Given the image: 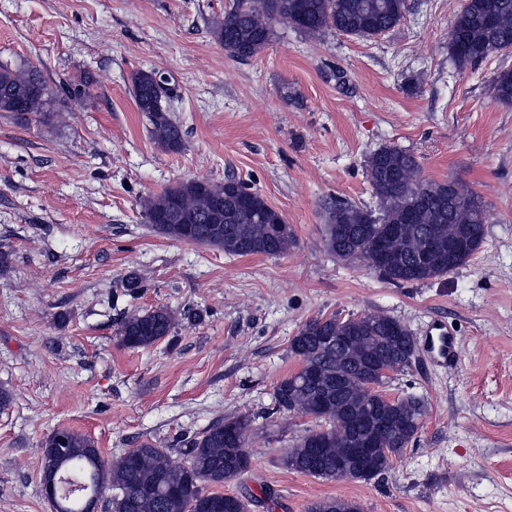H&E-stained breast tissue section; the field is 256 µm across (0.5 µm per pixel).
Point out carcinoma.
I'll return each instance as SVG.
<instances>
[{
  "instance_id": "cac0c4a2",
  "label": "carcinoma",
  "mask_w": 512,
  "mask_h": 512,
  "mask_svg": "<svg viewBox=\"0 0 512 512\" xmlns=\"http://www.w3.org/2000/svg\"><path fill=\"white\" fill-rule=\"evenodd\" d=\"M408 9L407 0H233L213 34L231 56L248 60L271 42L275 25L290 26L311 41H322L331 30L356 37L378 36L395 28ZM455 65L473 67L488 56L512 49V0H466L449 33ZM497 99L512 105V69L493 78ZM46 82L32 64H0V112H48L54 99L45 96ZM138 111L151 126L155 143L164 151L183 146L181 125L164 104L152 71L132 77ZM367 176L380 212L345 200L326 208L324 243L344 259H368V242L384 236L389 224L399 232L389 241L391 261L379 270L400 285L440 278L465 265L479 249L485 213L478 195L455 179L422 176L416 157L385 146L367 159ZM147 222L161 234L184 242L220 248L227 253L277 256L296 244L292 228L269 232L273 218L285 221L266 199L244 181L229 176L219 183L181 181L143 200ZM448 249V239L466 247L442 260L421 258L425 238ZM179 318L165 307L133 310L120 323L119 339L130 348H147L170 335ZM324 336H347L345 347L326 344ZM416 341L398 321L380 314L340 320L335 315L305 322L290 342L300 368L275 388L274 410L311 415L329 428L328 442L314 453L306 434L286 451L282 463L313 477L331 478L336 456L357 437L372 436L381 457V472L414 438L424 413L412 397L395 402L371 393L367 384L382 385L380 369L401 371L410 366ZM252 420L247 415L218 420L201 436L180 440L185 461L176 464L165 448L144 442L110 460L95 449L88 436L57 430L43 442V478H55L60 512H91L92 496L104 512H248V499L207 490L236 479L240 454L247 447ZM310 512H361L357 503L326 498Z\"/></svg>"
}]
</instances>
